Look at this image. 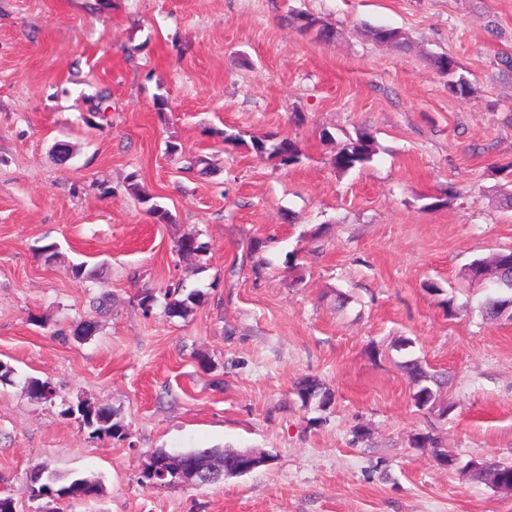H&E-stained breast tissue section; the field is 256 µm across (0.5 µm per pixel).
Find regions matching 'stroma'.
<instances>
[{
  "label": "stroma",
  "instance_id": "35a3bbf8",
  "mask_svg": "<svg viewBox=\"0 0 512 512\" xmlns=\"http://www.w3.org/2000/svg\"><path fill=\"white\" fill-rule=\"evenodd\" d=\"M298 11L315 26L291 23ZM441 53L471 96L449 95ZM506 54L512 0H0V361L15 370L0 383V489L18 512L37 508V464L100 481L67 512H512V494L412 445L428 433L460 463L512 462V320H483L491 284L465 278L512 248ZM362 127L372 162L337 172ZM272 135L296 138L298 163L247 145ZM198 155L210 174L187 171ZM133 174L175 223L128 192ZM195 231L206 256L180 260ZM253 239L267 242L258 270ZM81 263L111 295L83 341ZM171 281L204 302L144 315L138 292ZM407 355L447 373L438 408L415 406ZM307 376L330 405L302 402ZM29 377L55 385L54 404L29 397ZM81 399L112 407L124 438L64 415ZM158 448L270 461L151 488L142 466Z\"/></svg>",
  "mask_w": 512,
  "mask_h": 512
}]
</instances>
